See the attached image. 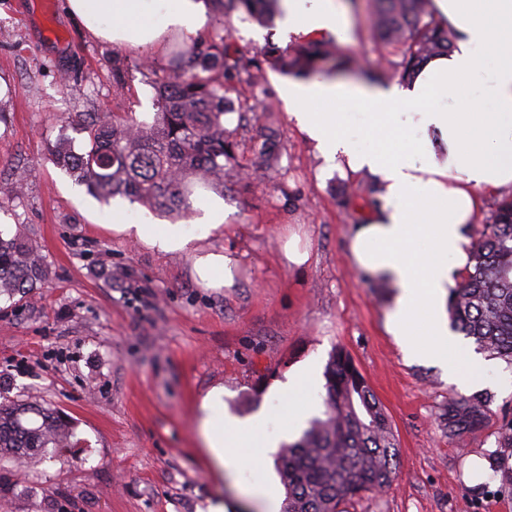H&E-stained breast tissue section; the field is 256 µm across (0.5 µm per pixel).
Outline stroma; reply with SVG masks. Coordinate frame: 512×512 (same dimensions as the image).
I'll return each instance as SVG.
<instances>
[{"instance_id":"stroma-1","label":"stroma","mask_w":512,"mask_h":512,"mask_svg":"<svg viewBox=\"0 0 512 512\" xmlns=\"http://www.w3.org/2000/svg\"><path fill=\"white\" fill-rule=\"evenodd\" d=\"M346 9L342 52L379 68L384 56L369 35L374 0H348ZM232 35L252 53L300 41L239 18ZM190 42L159 52L121 47L85 30L66 0H0V178L32 172L18 195L0 198V225L24 229L47 274L20 302L0 297V402L56 407L77 439L24 471L0 461L7 512H208L218 500L261 512L202 448L199 401L220 386L232 412L251 415L274 384L306 362L326 364L337 347L367 377L399 441L395 480L346 503L347 512H512V490L489 466L496 423L453 440L444 434L440 414L459 386L410 359L387 331L393 291L367 279L348 253L369 197L354 180L322 173L288 119L282 73L267 71L258 93L285 146L279 169L226 187L228 218L207 244L238 257L235 287H203L184 255L116 235L104 219L110 206L49 160L59 139L83 143L68 116L151 121L155 91L142 61L166 65ZM116 54L129 63L121 91L112 85ZM66 71L78 76L67 86ZM294 234L310 253L302 267L282 252Z\"/></svg>"}]
</instances>
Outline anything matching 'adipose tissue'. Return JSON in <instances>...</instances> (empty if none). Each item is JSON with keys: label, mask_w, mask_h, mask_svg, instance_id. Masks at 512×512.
Segmentation results:
<instances>
[{"label": "adipose tissue", "mask_w": 512, "mask_h": 512, "mask_svg": "<svg viewBox=\"0 0 512 512\" xmlns=\"http://www.w3.org/2000/svg\"><path fill=\"white\" fill-rule=\"evenodd\" d=\"M93 34L114 43L159 46L174 30L196 33L203 0H67ZM436 18L457 33L453 48L429 60L407 84L369 85L333 77L287 79L279 94L289 119L326 168L375 178L379 204L349 245L353 262L395 290L386 326L412 357L445 367L464 386L485 378V360L448 330V291L469 268L464 228L480 194L512 186V0H432ZM288 33L347 34L340 0H280ZM191 224H154L126 209L112 230L160 254H185L207 288L234 283V259L206 244L225 221L223 203L200 202ZM317 367L306 363L261 411L240 417L223 387L201 400L200 437L220 468L249 476L265 512L278 493L262 473L270 452L298 436L316 412Z\"/></svg>", "instance_id": "1"}]
</instances>
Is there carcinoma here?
<instances>
[{
	"label": "carcinoma",
	"instance_id": "obj_1",
	"mask_svg": "<svg viewBox=\"0 0 512 512\" xmlns=\"http://www.w3.org/2000/svg\"><path fill=\"white\" fill-rule=\"evenodd\" d=\"M219 26L179 50L167 67L151 69L156 97L153 122L112 113L83 114L73 121L85 134L76 150L67 141L49 148L51 161L110 204L116 197L171 214L192 209L194 186L224 194L227 183L245 182L254 169L276 171L278 133L272 113L249 104L266 69L297 77L314 76L327 59H341L334 39H306L292 47H267L250 54L231 42V23L242 13L267 23L278 0H211ZM371 39L388 60L382 76L412 79L428 58L449 50L455 32L434 16L431 0H375ZM128 62L112 58V81L123 89ZM238 113L236 127L225 117ZM265 129L266 145L244 165L238 160V132ZM30 172L0 182V195L17 194ZM472 269L448 298L451 327L473 339L477 349L512 365V195L496 204L491 222L477 231L470 250ZM46 282L43 256L19 232L0 231V297H25ZM324 412L300 437L282 446L277 469L286 492L285 512H344L342 505L388 486L396 476L398 448L388 416L364 374L341 347L325 368ZM490 399L453 393L441 413L448 438L480 431L490 421ZM492 471L512 488V417L498 425ZM74 427L62 412L36 402L0 405V460L31 467L50 448L74 445Z\"/></svg>",
	"mask_w": 512,
	"mask_h": 512
}]
</instances>
